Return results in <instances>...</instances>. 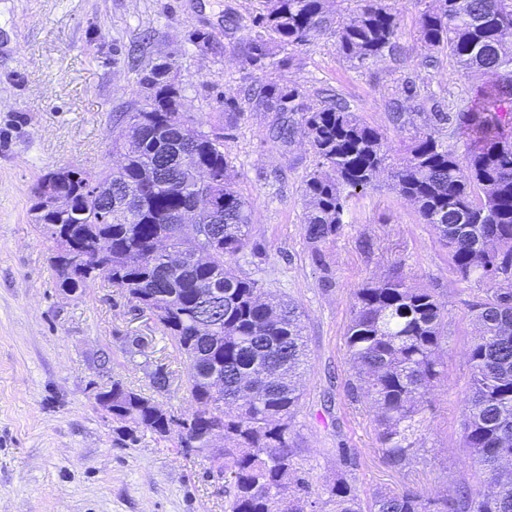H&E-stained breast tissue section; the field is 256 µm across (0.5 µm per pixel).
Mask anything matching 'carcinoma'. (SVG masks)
Returning <instances> with one entry per match:
<instances>
[{
  "label": "carcinoma",
  "mask_w": 512,
  "mask_h": 512,
  "mask_svg": "<svg viewBox=\"0 0 512 512\" xmlns=\"http://www.w3.org/2000/svg\"><path fill=\"white\" fill-rule=\"evenodd\" d=\"M247 33V62L272 73L287 66L285 50L332 31L343 57L366 67L395 48L397 15L385 0H362L338 22L333 0H259ZM419 40L448 51L463 77L489 75L477 87L488 107L409 112L420 97L408 82L389 117L409 135L396 158L384 135L346 105L330 99L304 103L294 86L261 80L247 92L254 112L276 113L273 142L288 147L296 131L307 139L316 168L303 182L305 239L324 284L336 285L320 245L338 236L350 200L389 178L401 199L435 231L458 281L485 284L469 304L474 336L467 350L471 393L464 402L463 445L476 484L463 482L446 496L411 488L381 489L365 501L350 479L352 459L336 449V480L314 495L301 467L296 417L303 393L297 381L307 363L298 304L265 293L227 258L249 240L252 209L228 176L224 138L193 130L186 136L180 89L158 64L139 84L149 94L133 112L145 123L112 141L113 163L96 172L112 182V205L83 213L86 178L72 176L65 216L49 213L40 228L54 243L69 238L105 254V272L89 263L68 270L52 256L59 288L84 293L103 278L156 315L157 326L186 358L188 391L197 409L177 417L151 398L112 383L95 399L112 412L117 439L139 433L177 435L184 454H204L224 473L229 512H512V0H431L420 18ZM469 130L476 144L457 153L452 140ZM211 195L216 209L184 217L195 198ZM206 252L192 260L193 251ZM223 292L222 311L200 326L202 296ZM448 310L430 288L411 286L392 272L353 292L346 345L354 370L352 394L374 415L382 452L395 468L417 458L427 396L440 379ZM223 444L224 454L210 449Z\"/></svg>",
  "instance_id": "carcinoma-1"
}]
</instances>
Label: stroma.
Masks as SVG:
<instances>
[{
	"instance_id": "obj_1",
	"label": "stroma",
	"mask_w": 512,
	"mask_h": 512,
	"mask_svg": "<svg viewBox=\"0 0 512 512\" xmlns=\"http://www.w3.org/2000/svg\"><path fill=\"white\" fill-rule=\"evenodd\" d=\"M398 17L395 54L358 68L333 34L291 51L277 81L308 104L341 98L382 132L396 154L406 139L387 103L413 80L445 106L474 100L473 80L440 55L423 66L418 40L429 0H387ZM257 0H0V512H226L224 477L203 455L183 457L176 437L119 441L95 400L120 381L181 416L195 406L186 361L148 313L106 281L83 294L58 286L54 245L34 222L33 188L62 166L91 170L110 160L116 117L145 89L128 71L170 63L183 110L199 129L223 136L239 192L252 205L250 242L232 257L243 277L301 306L308 344L297 415L302 464L314 489L336 477V451L353 459L362 498L381 488L430 493L471 478L461 411L469 393L466 358L473 296L458 282L430 225L383 181L354 199L342 232L323 250L338 285L324 289L304 236L302 184L315 158L303 135L288 150L270 138L271 112L228 115L227 99L261 79L246 61L245 36ZM236 27H226L225 15ZM398 270L408 284L435 289L448 310L442 381L424 405L419 459L392 467L373 415L350 391L345 333L353 292ZM141 352H134L133 339ZM167 389L152 387L156 368Z\"/></svg>"
}]
</instances>
